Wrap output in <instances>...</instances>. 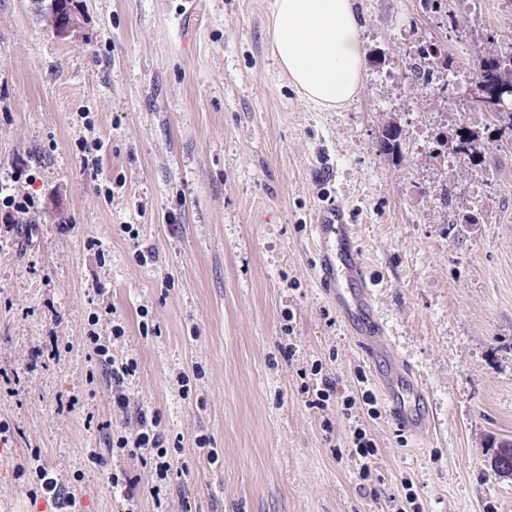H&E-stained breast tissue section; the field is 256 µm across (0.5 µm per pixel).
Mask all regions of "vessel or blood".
I'll return each instance as SVG.
<instances>
[{
  "label": "vessel or blood",
  "instance_id": "obj_1",
  "mask_svg": "<svg viewBox=\"0 0 512 512\" xmlns=\"http://www.w3.org/2000/svg\"><path fill=\"white\" fill-rule=\"evenodd\" d=\"M310 236L317 257L315 279L372 369L391 423L406 435L425 436L432 427L426 394L387 340L374 283L349 212L337 201L328 202L311 225Z\"/></svg>",
  "mask_w": 512,
  "mask_h": 512
}]
</instances>
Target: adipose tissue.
Instances as JSON below:
<instances>
[{"instance_id": "1", "label": "adipose tissue", "mask_w": 512, "mask_h": 512, "mask_svg": "<svg viewBox=\"0 0 512 512\" xmlns=\"http://www.w3.org/2000/svg\"><path fill=\"white\" fill-rule=\"evenodd\" d=\"M270 26L281 70L308 101L334 109L357 95L366 53L354 0H273Z\"/></svg>"}]
</instances>
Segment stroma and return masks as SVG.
Listing matches in <instances>:
<instances>
[{
    "label": "stroma",
    "mask_w": 512,
    "mask_h": 512,
    "mask_svg": "<svg viewBox=\"0 0 512 512\" xmlns=\"http://www.w3.org/2000/svg\"><path fill=\"white\" fill-rule=\"evenodd\" d=\"M354 2L361 88L323 110L272 53L271 0H196L192 17L184 0H72L64 36L42 0H0V192L37 205L0 201V369L21 378L0 393L13 512H512V478L490 466L512 441V130L467 106L480 62L512 41V0ZM421 39L451 58L447 88L404 80ZM386 124L401 154L381 153ZM460 128L480 164L455 153ZM85 140L103 144L98 171ZM333 199L429 396L423 438L346 405L377 384L313 274L309 226ZM92 326L136 361L122 385L92 358ZM325 376L336 391L319 408ZM74 393L80 409L58 412ZM88 411L110 429H86ZM143 413L173 456L166 481L132 448L89 462ZM357 427L377 446L366 474ZM35 451L72 502L29 495L17 467ZM110 470L136 483L135 506Z\"/></svg>",
    "instance_id": "1"
}]
</instances>
